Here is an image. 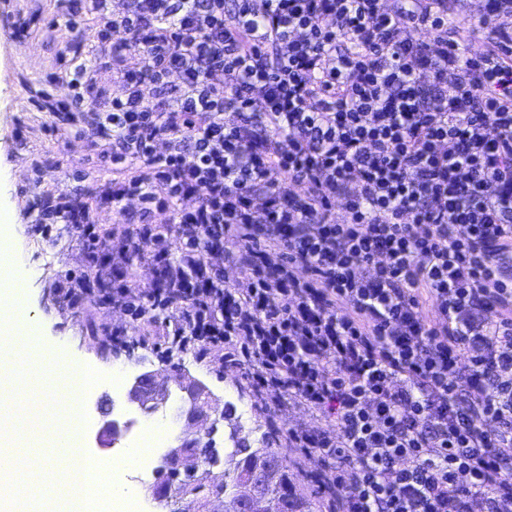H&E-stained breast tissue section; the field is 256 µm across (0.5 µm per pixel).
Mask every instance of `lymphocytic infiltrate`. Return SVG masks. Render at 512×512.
I'll return each mask as SVG.
<instances>
[{
	"mask_svg": "<svg viewBox=\"0 0 512 512\" xmlns=\"http://www.w3.org/2000/svg\"><path fill=\"white\" fill-rule=\"evenodd\" d=\"M62 2L33 105L114 177L34 199L36 233L73 225L95 257L97 211L138 201L113 306L238 368L270 417H320L288 443L325 512H512V0ZM100 61L123 91L89 109Z\"/></svg>",
	"mask_w": 512,
	"mask_h": 512,
	"instance_id": "lymphocytic-infiltrate-1",
	"label": "lymphocytic infiltrate"
}]
</instances>
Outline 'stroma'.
Wrapping results in <instances>:
<instances>
[{"mask_svg": "<svg viewBox=\"0 0 512 512\" xmlns=\"http://www.w3.org/2000/svg\"><path fill=\"white\" fill-rule=\"evenodd\" d=\"M36 10L41 18L32 26L31 38H15L19 18ZM60 12L58 0H0V206L10 211L22 228L17 255L35 267L36 276L28 292L43 320L46 342L59 345L61 361H78L102 373V381L90 388V406L98 424L119 419L130 409L125 394L113 391L112 377H119L127 386L141 373L180 365L210 389L215 403L234 406L235 421L252 445H260L266 438L274 447L286 448L288 463L299 476V492L313 495L308 476L320 464L316 458L287 448L285 431L315 428L319 420L314 414L287 405L278 414L279 431H272L267 414L255 407L237 368H218L210 359H198L192 351L175 344L165 353L133 341L123 346L114 344L111 329L123 328L132 338L138 334L122 310L104 301L99 308L77 314L58 299L53 288L58 275L68 270L86 271L91 261L70 225H55L47 239L35 234L28 203L46 192L57 196L88 194L112 177L89 159L83 139L70 136L59 141L47 134L44 127L50 117L32 104L47 74L56 68V44L68 38L65 29H47L48 22ZM75 167L84 172V179L73 177Z\"/></svg>", "mask_w": 512, "mask_h": 512, "instance_id": "obj_1", "label": "stroma"}]
</instances>
